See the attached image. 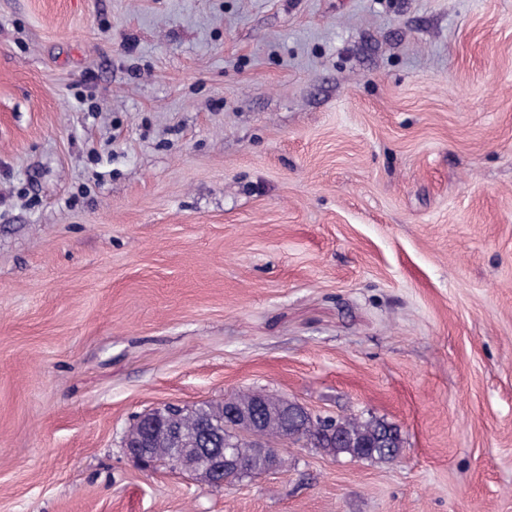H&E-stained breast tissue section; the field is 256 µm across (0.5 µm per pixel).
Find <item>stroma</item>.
<instances>
[{"instance_id":"stroma-1","label":"stroma","mask_w":512,"mask_h":512,"mask_svg":"<svg viewBox=\"0 0 512 512\" xmlns=\"http://www.w3.org/2000/svg\"><path fill=\"white\" fill-rule=\"evenodd\" d=\"M243 392L403 452L123 446ZM0 512H512V0H0ZM340 435L329 436L321 430L319 421L309 422L302 437L296 441L307 440L329 455H349L351 458L360 457L375 460H390L396 458V451L402 442L399 428L381 419L371 418L358 420L345 418L337 420ZM403 448H400L399 455ZM220 433L212 429L203 430L196 438L198 472L191 473L205 476L216 487H230L236 481L237 473L242 469L240 461L234 458L228 448H224V440ZM223 443V447H216ZM151 448H154L156 458L161 460L167 458V448H171V458L170 461H166V464L175 471H186L182 469L178 461L179 453L182 448H174V444L166 434H156L152 440ZM232 448H234L235 454L246 461L256 474L264 472L271 464L267 448H251L246 442H238Z\"/></svg>"}]
</instances>
